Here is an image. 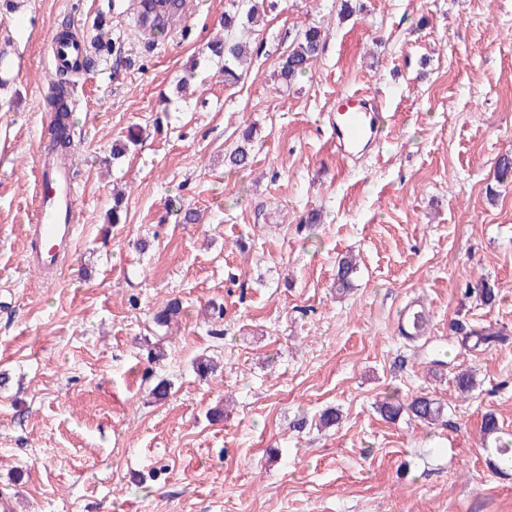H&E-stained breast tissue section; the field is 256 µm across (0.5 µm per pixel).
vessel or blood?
I'll return each instance as SVG.
<instances>
[{"mask_svg":"<svg viewBox=\"0 0 512 512\" xmlns=\"http://www.w3.org/2000/svg\"><path fill=\"white\" fill-rule=\"evenodd\" d=\"M8 46H0V94H8L16 79L28 66L21 47L20 35L8 38ZM50 59L58 68L78 69L84 62V43L72 38L52 39ZM361 92L343 91L336 96V120L332 134L342 146L357 147L367 142L375 130L363 107ZM39 202L35 221L28 229L30 249L28 267L39 276L57 273L72 252L78 226L76 224V190L70 167L49 166L38 159Z\"/></svg>","mask_w":512,"mask_h":512,"instance_id":"b4317fda","label":"vessel or blood"}]
</instances>
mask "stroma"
Returning a JSON list of instances; mask_svg holds the SVG:
<instances>
[{"label":"stroma","instance_id":"1","mask_svg":"<svg viewBox=\"0 0 512 512\" xmlns=\"http://www.w3.org/2000/svg\"><path fill=\"white\" fill-rule=\"evenodd\" d=\"M21 2L30 66L0 96V494L13 512H512V477L488 466L480 432L491 412L512 435V181L496 177L512 155V0H360L350 16L342 0H274L235 32L252 59L234 83L207 49L232 0H186L160 39L137 0ZM312 25L322 53L281 86L283 54ZM73 29L106 31L119 52L69 77L79 227L71 261L44 280L24 259L47 41ZM343 90L382 115L363 156L331 137ZM250 125L252 161L228 170ZM132 131L138 145L113 158ZM185 209L199 221L183 223ZM347 252L362 264L341 295ZM480 277L499 290L493 306L464 294ZM171 298L185 314L165 329L153 312ZM417 300L424 347L398 330ZM455 319L508 339L463 349ZM158 345L164 359L148 362ZM202 353L220 364L205 379ZM464 369L477 385L461 395ZM422 393L443 423L376 410ZM217 406L223 421H209ZM328 407L341 420L325 429Z\"/></svg>","mask_w":512,"mask_h":512}]
</instances>
